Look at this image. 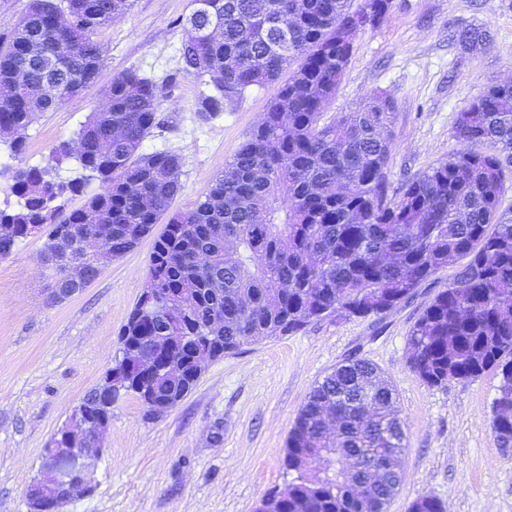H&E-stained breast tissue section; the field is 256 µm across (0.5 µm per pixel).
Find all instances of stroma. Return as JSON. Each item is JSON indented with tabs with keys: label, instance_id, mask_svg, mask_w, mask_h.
I'll return each instance as SVG.
<instances>
[{
	"label": "stroma",
	"instance_id": "stroma-1",
	"mask_svg": "<svg viewBox=\"0 0 512 512\" xmlns=\"http://www.w3.org/2000/svg\"><path fill=\"white\" fill-rule=\"evenodd\" d=\"M191 0H132L101 28L96 83L22 137L25 164L45 165L50 149L75 138L104 102L113 75L134 71L158 88L159 123L143 152L180 160L172 207H190L223 175L262 118L276 85L256 87L203 121L197 103L209 89L182 70ZM481 31L473 48L453 41ZM512 82V0H393L387 19L360 33L327 116L358 109L374 91L394 103L392 189L458 149V112L493 85ZM45 236L17 242L0 259V512H30L27 490L45 448L119 354V333L148 284L151 239L103 263L87 287L61 298L44 259ZM452 269L439 271L413 299L379 317L307 323L291 336L243 345L209 362L192 391L162 416L127 395L112 406L99 455L89 461L93 490L61 512H256L289 476L288 433L317 382L337 364L361 358L393 385L406 423L403 478L387 512H408L423 496L445 512H512V453L491 426L499 378L430 386L408 366L406 337Z\"/></svg>",
	"mask_w": 512,
	"mask_h": 512
}]
</instances>
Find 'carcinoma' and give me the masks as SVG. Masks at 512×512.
I'll use <instances>...</instances> for the list:
<instances>
[{
	"label": "carcinoma",
	"mask_w": 512,
	"mask_h": 512,
	"mask_svg": "<svg viewBox=\"0 0 512 512\" xmlns=\"http://www.w3.org/2000/svg\"><path fill=\"white\" fill-rule=\"evenodd\" d=\"M220 35L207 39L185 24L182 71L208 77L204 119L224 112L253 87L277 83L262 120L235 151L205 199L171 210L181 189L179 158L141 152L156 126V85L134 71L112 76L111 107L80 127L77 141L54 146L44 166L6 169L18 207L0 209V258L36 228L47 231L46 253L55 265L58 295L67 296V261L81 257L70 228L87 233L112 226V256L131 250L157 224L148 276L153 297L135 304L120 333V372L108 396L84 400L92 410L121 392L138 395L148 411L173 408L201 371L190 354L182 378L157 372L140 391L136 353L163 336L205 339L224 346L213 358L236 352L254 336H288L313 320L383 315L410 299L438 271L454 267L448 287L424 309L407 336V362L428 385L501 375L492 429L512 448V208L501 209L506 171H512V84L495 85L458 113L462 148L407 179L391 194L388 129L394 106L369 95L355 112L323 119L336 96L353 40L383 22L392 0H206ZM130 0H31L25 31L0 38V87L25 69L27 94L0 102V137L14 157L26 150L12 137L37 115L77 98L68 72L52 65L61 42L72 48L70 69L89 75L102 68L98 30ZM52 85L59 96L45 94ZM119 128L113 137L109 130ZM75 158L88 175L61 181L57 168ZM97 179L99 191L76 209L58 204L82 194ZM406 448L394 390L377 369L351 360L336 366L311 391L289 431L283 467L291 475L256 512H386L396 494L394 468ZM375 463L366 498L342 479L347 465ZM335 472L306 479L319 463ZM408 512H444L441 501L415 499Z\"/></svg>",
	"instance_id": "carcinoma-1"
}]
</instances>
